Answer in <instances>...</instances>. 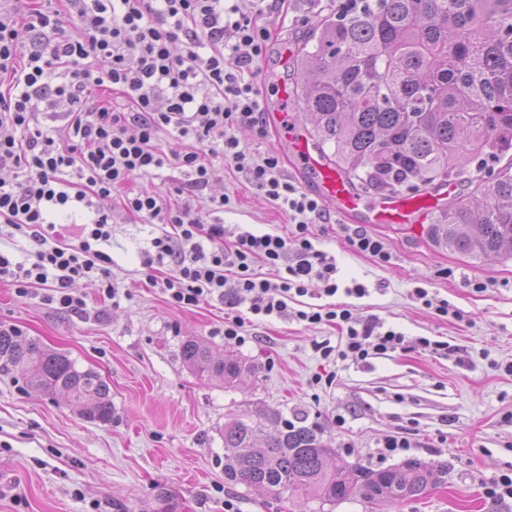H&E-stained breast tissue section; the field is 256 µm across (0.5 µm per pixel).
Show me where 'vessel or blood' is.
Returning a JSON list of instances; mask_svg holds the SVG:
<instances>
[{
    "label": "vessel or blood",
    "mask_w": 512,
    "mask_h": 512,
    "mask_svg": "<svg viewBox=\"0 0 512 512\" xmlns=\"http://www.w3.org/2000/svg\"><path fill=\"white\" fill-rule=\"evenodd\" d=\"M288 148L301 168L312 174L316 196L346 220L363 224H420L441 206L442 195L412 197L400 192L369 198L353 189L329 164L307 135L288 132Z\"/></svg>",
    "instance_id": "b4317fda"
}]
</instances>
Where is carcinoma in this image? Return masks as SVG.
Here are the masks:
<instances>
[{
    "instance_id": "1",
    "label": "carcinoma",
    "mask_w": 512,
    "mask_h": 512,
    "mask_svg": "<svg viewBox=\"0 0 512 512\" xmlns=\"http://www.w3.org/2000/svg\"><path fill=\"white\" fill-rule=\"evenodd\" d=\"M317 20L296 59L295 88L310 136L356 190L416 192L466 175L473 161L502 164L429 225L432 240L472 256L512 255V0H349ZM180 356L198 374L235 383L254 367L201 341ZM23 370L35 392L63 396L81 415L112 420L108 385L67 355L0 329V368ZM276 431L247 416L224 425V479L276 494L309 491L382 512L444 482L448 463L409 458L374 470L330 465L318 430L275 413Z\"/></svg>"
}]
</instances>
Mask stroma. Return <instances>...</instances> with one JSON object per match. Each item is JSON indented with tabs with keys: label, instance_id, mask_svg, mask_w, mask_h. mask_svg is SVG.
I'll list each match as a JSON object with an SVG mask.
<instances>
[{
	"label": "stroma",
	"instance_id": "stroma-1",
	"mask_svg": "<svg viewBox=\"0 0 512 512\" xmlns=\"http://www.w3.org/2000/svg\"><path fill=\"white\" fill-rule=\"evenodd\" d=\"M270 33L259 64V89L292 83L282 65L283 43L301 46L319 15L335 10L322 0L308 19L257 15L254 0H237ZM267 135L239 132L255 157L278 154L285 174L295 159L282 143V128L267 113ZM212 192L232 205L224 213V242L259 229L290 236L287 215L234 168L215 161ZM345 218L329 213L312 225L316 247L336 261L340 288L334 301L355 303L356 315L372 316L410 338L425 336L455 346L451 356L396 349L363 362H328L315 343L337 341L333 324L310 325L288 316L254 321L249 341L236 352L255 371L234 386L199 377L180 356L193 336L223 355V303L181 308L168 303L148 280L141 253L158 226L115 208L112 239L103 250L119 288L117 301L102 300L97 282L76 286L86 302L82 314L47 304L43 286L18 296L0 281V328L39 339L79 368L93 369L112 395V419L83 418L65 398L32 392L21 370L0 372V512H366L359 502L319 506L302 496H277L224 480V425L238 415L262 420L281 413L303 417L320 430L340 463L386 469L405 458L444 462L440 486L416 501L389 504L385 512H512V496L489 495L491 483L512 473V257L482 258L436 245L423 224H374L393 255L380 265L348 243ZM362 284L353 300L345 288ZM427 289L447 301L451 316H437L413 296ZM406 437V453L382 455L388 436Z\"/></svg>",
	"mask_w": 512,
	"mask_h": 512
}]
</instances>
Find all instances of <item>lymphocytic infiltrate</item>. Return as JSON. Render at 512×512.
Here are the masks:
<instances>
[{
  "label": "lymphocytic infiltrate",
  "instance_id": "obj_1",
  "mask_svg": "<svg viewBox=\"0 0 512 512\" xmlns=\"http://www.w3.org/2000/svg\"><path fill=\"white\" fill-rule=\"evenodd\" d=\"M27 0L25 9L0 0V223L37 244L30 264L0 250V279L19 294L48 286L47 303L83 310L73 284L92 278L109 257L99 246L112 237V191L134 176L150 177L175 162L184 179L175 198L130 191L121 206L147 224L161 225L143 252V265L166 267L160 280L170 304L195 306L216 299L231 308L225 340L245 344L247 306L258 318L294 313L310 324L332 323L339 345L317 343L326 360L363 361L403 347L402 332L382 330L377 319L357 320L340 291L334 258L317 250L311 224L326 211L316 197L285 175L280 157L255 158L237 133L265 136L267 104L255 79L269 33L225 0ZM78 22L76 33L64 18ZM179 146L166 154L161 135ZM234 166L262 190L294 226L291 238L240 232L224 244L222 214L229 195L206 196L215 160ZM206 208H199L201 198ZM87 209L78 245L49 241L46 224L58 210ZM283 267L262 277L255 260ZM320 281L326 305L289 310V302Z\"/></svg>",
  "mask_w": 512,
  "mask_h": 512
}]
</instances>
